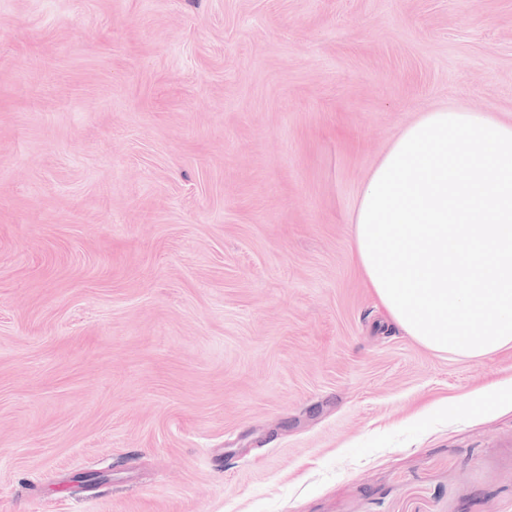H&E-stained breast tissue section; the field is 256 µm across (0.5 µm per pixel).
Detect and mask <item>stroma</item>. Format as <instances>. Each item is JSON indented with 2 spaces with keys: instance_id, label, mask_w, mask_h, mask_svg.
<instances>
[{
  "instance_id": "stroma-1",
  "label": "stroma",
  "mask_w": 512,
  "mask_h": 512,
  "mask_svg": "<svg viewBox=\"0 0 512 512\" xmlns=\"http://www.w3.org/2000/svg\"><path fill=\"white\" fill-rule=\"evenodd\" d=\"M447 106L512 119V0H0V512H512V347L351 248Z\"/></svg>"
}]
</instances>
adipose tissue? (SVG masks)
Segmentation results:
<instances>
[{"instance_id":"adipose-tissue-1","label":"adipose tissue","mask_w":512,"mask_h":512,"mask_svg":"<svg viewBox=\"0 0 512 512\" xmlns=\"http://www.w3.org/2000/svg\"><path fill=\"white\" fill-rule=\"evenodd\" d=\"M358 264L418 343L480 357L512 345V122L422 113L363 182Z\"/></svg>"}]
</instances>
